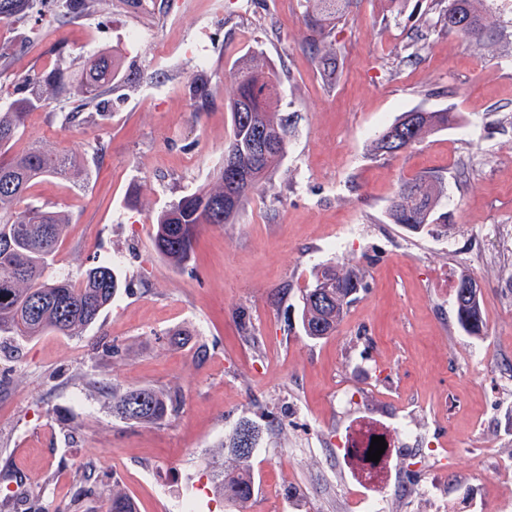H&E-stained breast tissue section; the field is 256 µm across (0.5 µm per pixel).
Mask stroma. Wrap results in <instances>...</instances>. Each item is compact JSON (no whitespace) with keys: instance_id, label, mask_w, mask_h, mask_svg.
I'll list each match as a JSON object with an SVG mask.
<instances>
[{"instance_id":"obj_1","label":"stroma","mask_w":512,"mask_h":512,"mask_svg":"<svg viewBox=\"0 0 512 512\" xmlns=\"http://www.w3.org/2000/svg\"><path fill=\"white\" fill-rule=\"evenodd\" d=\"M305 0H99L71 17L0 20V107L26 79L122 60L105 114L61 125L60 94L27 113L14 145L64 149L84 185L46 179L30 203L69 215L55 267L82 278L115 259L123 286L80 337H0V484L21 486L0 512H106L112 490L138 512H348L352 481L335 447L346 425L403 418L435 447L397 454L384 512H440L430 479L453 497L512 496V49L488 53L448 33L441 0H358L315 36ZM333 49L325 80L317 52ZM256 51L281 70L288 155L266 191L229 224L204 225L190 262L152 245L157 213L208 185L232 132L224 77ZM212 97L195 106L192 81ZM448 109L454 126L393 157L369 140L401 113ZM440 175L448 225L420 234L389 223L401 183ZM357 226L353 236L343 228ZM345 258L366 288L332 336L307 338L302 291ZM480 283L485 334L456 324L460 274ZM176 394L158 425L112 416V393ZM244 418L263 439L254 493L220 500L206 460ZM91 486L80 495L81 486Z\"/></svg>"}]
</instances>
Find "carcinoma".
I'll return each mask as SVG.
<instances>
[{"instance_id": "obj_1", "label": "carcinoma", "mask_w": 512, "mask_h": 512, "mask_svg": "<svg viewBox=\"0 0 512 512\" xmlns=\"http://www.w3.org/2000/svg\"><path fill=\"white\" fill-rule=\"evenodd\" d=\"M307 28L322 33L325 26L347 16L355 0H307ZM486 0H448L443 17L448 31L477 46L499 43L501 29L488 20ZM33 0H0V18H23ZM465 20L468 30L458 29ZM318 69L329 77L336 74V54L329 50L315 57ZM120 74L113 55L100 54L79 79L65 82L60 70L49 72L26 84L22 96L0 109V336L30 340L51 331L63 336H80L112 303L121 281L114 264L103 261L89 268L81 280L52 273L50 268L61 242L67 216L40 206L19 204L43 177L74 184L87 179L80 161L73 155L52 152L33 145L13 152L27 112L39 107L53 94L71 93L75 111L64 123L80 126L88 121L83 110L100 95L112 90ZM280 74L246 53L236 59L229 77L232 134L224 151H232L239 170L224 165L216 169L207 186L171 202L157 215L153 246L174 266H185L192 255L197 233L205 224H226L244 202L268 180L288 152V117L277 111ZM454 116L446 110L404 112L383 127L370 141L374 157L394 156L420 143L427 135L448 128ZM273 144L265 155L254 154L262 136ZM445 191L442 179L422 175L402 183L387 209V218L411 233H421L438 223ZM477 279L463 273L454 288V306L459 327L469 336L480 337L485 330L481 310V289L471 287ZM363 290V274L348 264H324L316 268L311 285L302 293L300 322L304 335L321 340L336 331L347 308ZM174 410L171 396L153 388H132L112 395V414L132 425H153ZM262 429L245 419L221 443L223 453L238 462L229 467L224 459L212 462L211 476L216 493L225 501L242 504L253 495L254 480L247 462L258 447ZM108 512H137L133 500L112 491Z\"/></svg>"}]
</instances>
